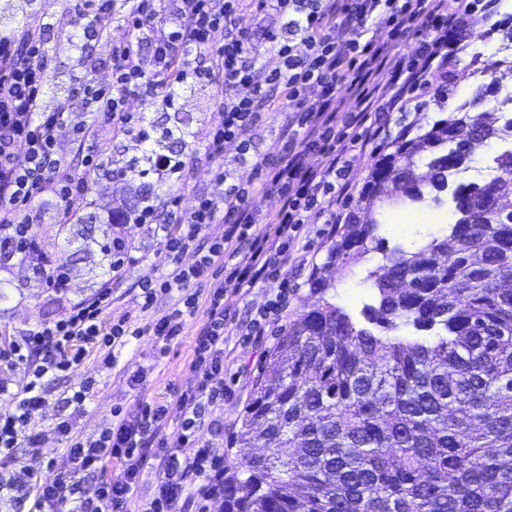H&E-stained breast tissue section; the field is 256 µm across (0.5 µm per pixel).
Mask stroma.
I'll use <instances>...</instances> for the list:
<instances>
[{
    "label": "stroma",
    "mask_w": 512,
    "mask_h": 512,
    "mask_svg": "<svg viewBox=\"0 0 512 512\" xmlns=\"http://www.w3.org/2000/svg\"><path fill=\"white\" fill-rule=\"evenodd\" d=\"M70 8L69 0H11L10 12L26 16L29 28L39 30L43 40L40 63L46 74L42 104L51 110L61 102H68L71 124L90 122L92 116L77 88L80 81L94 78L102 82L112 79L111 41H132L140 57L151 55L150 36L154 29L164 25L165 14H158L150 29L141 31L124 23L126 10L122 0L114 2V22L111 41L85 40L82 25L71 26L73 42L60 46L57 21ZM240 23L250 36V54L259 63H272L274 48L266 33L271 18L257 10L254 0H240ZM512 35V0H495L489 11H477L469 48L451 54L448 64V80L441 87L442 96L420 112H393L389 115V135L385 143L369 144L366 151L352 153L351 166L357 171V182L351 194L342 201L344 216H352L366 185L374 162L393 151L399 138H413L428 131L434 122L447 118L467 101L473 89L486 78L483 70L493 60L504 58V47ZM138 128L150 135L149 143H141L132 137L113 133L110 125L101 128L100 143L103 159L110 168H126V176L114 179L105 175L98 183L87 184L85 205L78 221L59 226V208L54 197L41 201L43 212L40 246L54 267L66 271L67 288L63 296H56L46 288L32 266L11 263L0 268V288L6 293L0 300V337L15 336L30 328L37 320L55 319L66 309L92 296L102 286L112 288V315L121 317L136 306L140 285L145 281L158 280L162 269L155 261L159 244L144 227L132 224L121 226L120 232L127 240L132 263L121 277H113L107 260L101 254L97 241L112 210L123 206L139 195L143 188H150L151 201L159 219H166L174 209H190L198 195L217 197L224 186L214 180L211 164L205 156V144L212 129L220 122V99L210 85L196 84L175 97L173 105L164 104L158 98L132 99L127 104ZM184 136L186 145L181 155L193 159L195 170L186 180L162 179L157 174L139 176L128 168L132 159L141 157L145 146H152L157 154H168L175 136ZM433 222L420 224L384 223L378 234L389 245L400 246L408 252L418 251L448 226V209H433ZM299 242L309 245L311 256L305 268L288 272V300L277 321L271 322L263 335H241L239 327L256 312L274 300L277 288L272 283H259L250 288L234 289L224 286V407L216 411L208 427L202 432L224 454L225 465H232L237 449L227 446L233 432L241 425L244 408L251 399L268 354L291 321L305 307L316 305L317 296L311 295L309 283L314 273L325 262L335 237L321 235L316 224L303 225ZM381 259L379 253H368L355 264L336 270L335 286L327 293L330 301L343 306L353 314H360L365 305L375 303L373 289L366 281L368 270ZM205 302H198L193 314L188 315L184 333L178 344L167 352H159L152 336L130 339L116 351L113 364H105L99 353H91L73 369L59 374L49 384L50 397L43 410L34 412L29 420L33 431L49 433L57 414L68 412L66 396L79 387H88L87 413L78 427L85 435H96L101 425L111 420L115 410L132 414L138 401L147 400L171 405L169 424L165 430L169 447L180 445L179 412L175 410L178 393L193 385L195 373L190 368L195 334L206 319ZM141 370L139 384H131L129 375ZM71 463L64 451H57L51 458H43L26 448L15 451V458L8 472L15 484H22L29 471L49 473L50 469H67Z\"/></svg>",
    "instance_id": "obj_1"
}]
</instances>
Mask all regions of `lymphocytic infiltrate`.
<instances>
[{"label":"lymphocytic infiltrate","mask_w":512,"mask_h":512,"mask_svg":"<svg viewBox=\"0 0 512 512\" xmlns=\"http://www.w3.org/2000/svg\"><path fill=\"white\" fill-rule=\"evenodd\" d=\"M238 0H168L164 26L151 35L149 59H141L130 42L112 45V83L81 82L85 103L97 118L82 126L74 139L78 151L99 154L102 123L134 134L125 110L130 97H163L173 62H180L179 82L217 86L221 121L211 132L206 154L215 178L224 181L221 197H200L185 215L155 223L152 232L165 270L160 287H141L143 306L151 308L158 292L209 283L215 269L224 279L209 284L207 318L196 335L193 368L203 375L177 398L181 443L179 456L167 445L168 405L142 401L134 414L104 427L98 438L76 430L85 412L86 389L73 392L71 413L57 416L52 437L29 429L33 411L48 402L47 383L81 363L88 352L113 347L124 336L149 332L156 343L170 346L182 336L185 318L175 309L145 328L129 318L113 319L112 290L105 287L71 306L54 321H40L0 347V397L12 407L0 413V457L26 447L51 454L63 443L71 468L50 475L32 471L22 489L29 512H129L130 493L147 467L155 469V492L141 512H168L175 500L187 499L194 512H210L222 500L224 456L199 436L205 417L224 403V286L250 288L278 281L288 288L290 245L304 224H321L333 235L343 214L337 205L356 180L347 152L361 140L385 139V113L410 111L414 100L438 91L448 77V49L462 50L470 37L473 0H258L260 11H273L278 31L269 37L274 66L257 72L247 57L248 32L237 21ZM373 23L375 35L362 40L360 30ZM429 30L409 56L389 55L388 45L409 36L412 26ZM42 38L26 32L21 42L0 37V264L16 260L36 268L46 286L63 291L61 273L29 240L40 225L38 203L50 194L70 218L84 202L83 179L65 160L60 135L68 123L66 106L45 111V73L39 64ZM346 91L359 107L363 133L340 127L336 94ZM287 107L290 116L280 137L266 147L265 164L254 165L255 188L232 182L225 158L246 160L264 113ZM24 159H17V148ZM317 164H309V154ZM278 194L280 208L258 216L251 202L255 191ZM225 220L223 234L198 249L186 266L182 254L209 225ZM24 369L17 387L8 375ZM119 462L118 477L105 479L106 464ZM98 475L86 485L84 475Z\"/></svg>","instance_id":"obj_1"}]
</instances>
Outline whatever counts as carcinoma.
Returning <instances> with one entry per match:
<instances>
[{"label":"carcinoma","mask_w":512,"mask_h":512,"mask_svg":"<svg viewBox=\"0 0 512 512\" xmlns=\"http://www.w3.org/2000/svg\"><path fill=\"white\" fill-rule=\"evenodd\" d=\"M489 89L469 101L483 111L462 105L375 163L363 202L438 205L449 188L448 235L409 253L374 218L345 225L311 292L375 249L378 305L361 325L325 299L288 324L230 444L264 452L224 470L223 512H512V291L499 288L512 280V197L488 190L512 180V147L481 159V181L449 183L512 129V96ZM401 323L430 335L371 329Z\"/></svg>","instance_id":"cac0c4a2"}]
</instances>
